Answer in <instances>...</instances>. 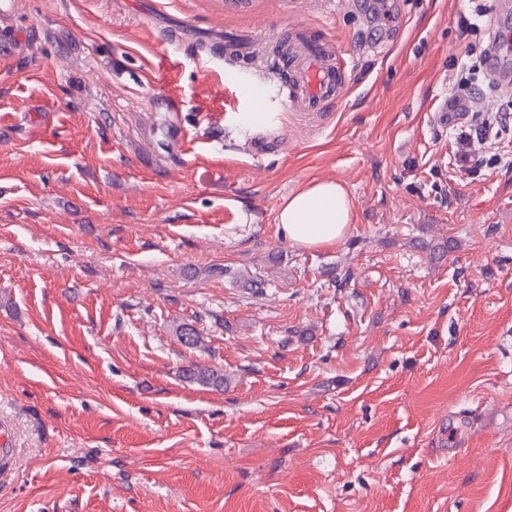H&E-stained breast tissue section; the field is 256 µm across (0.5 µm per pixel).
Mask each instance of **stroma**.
<instances>
[{"instance_id":"stroma-1","label":"stroma","mask_w":512,"mask_h":512,"mask_svg":"<svg viewBox=\"0 0 512 512\" xmlns=\"http://www.w3.org/2000/svg\"><path fill=\"white\" fill-rule=\"evenodd\" d=\"M499 2L0 18L21 36L0 60V512H512V125L472 174L436 118L469 42L512 109L482 63ZM292 19L352 54L319 116L288 110L287 69L212 47ZM245 82L268 87L263 126ZM320 179L345 184L350 229L292 245L280 204ZM191 361L224 389L184 382Z\"/></svg>"}]
</instances>
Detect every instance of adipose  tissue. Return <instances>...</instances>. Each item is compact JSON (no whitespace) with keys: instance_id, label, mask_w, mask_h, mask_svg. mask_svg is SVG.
Segmentation results:
<instances>
[{"instance_id":"ef3b65f1","label":"adipose tissue","mask_w":512,"mask_h":512,"mask_svg":"<svg viewBox=\"0 0 512 512\" xmlns=\"http://www.w3.org/2000/svg\"><path fill=\"white\" fill-rule=\"evenodd\" d=\"M351 214L352 201L341 182L313 181L284 198L277 224L292 244L324 248L344 238Z\"/></svg>"}]
</instances>
